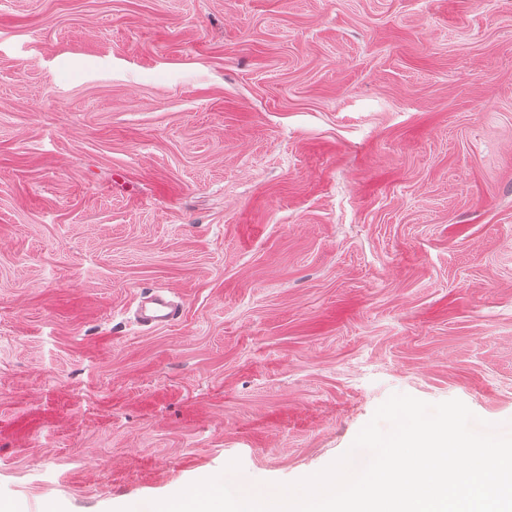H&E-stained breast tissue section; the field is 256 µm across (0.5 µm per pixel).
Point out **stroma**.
<instances>
[{
    "mask_svg": "<svg viewBox=\"0 0 512 512\" xmlns=\"http://www.w3.org/2000/svg\"><path fill=\"white\" fill-rule=\"evenodd\" d=\"M395 393L512 424V0H0V503L291 483ZM179 305L171 300L165 291L149 289L138 298L134 311L136 323L147 330L165 327L179 320Z\"/></svg>",
    "mask_w": 512,
    "mask_h": 512,
    "instance_id": "obj_1",
    "label": "stroma"
}]
</instances>
